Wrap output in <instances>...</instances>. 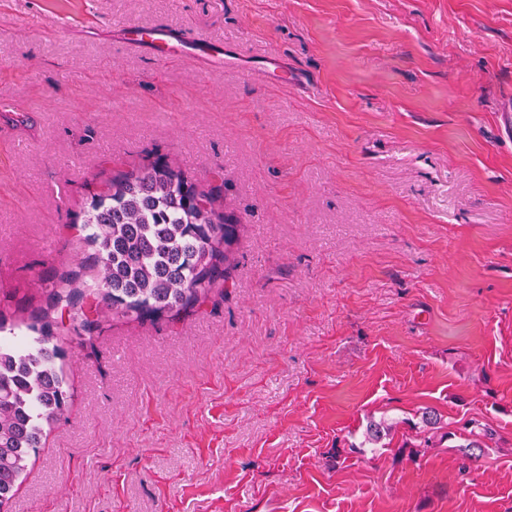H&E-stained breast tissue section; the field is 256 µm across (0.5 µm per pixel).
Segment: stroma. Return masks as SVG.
Returning a JSON list of instances; mask_svg holds the SVG:
<instances>
[{
  "mask_svg": "<svg viewBox=\"0 0 512 512\" xmlns=\"http://www.w3.org/2000/svg\"><path fill=\"white\" fill-rule=\"evenodd\" d=\"M158 22L236 57L121 31ZM2 100L7 324L90 254L88 182L162 160L240 221L178 320L100 307L90 352L51 311L69 409L9 512H512V0H0ZM429 406L453 438L411 453ZM474 426L469 431L470 438H465L467 444L461 445L460 448H490L488 442L495 441L497 430L490 424H481L474 422Z\"/></svg>",
  "mask_w": 512,
  "mask_h": 512,
  "instance_id": "stroma-1",
  "label": "stroma"
}]
</instances>
